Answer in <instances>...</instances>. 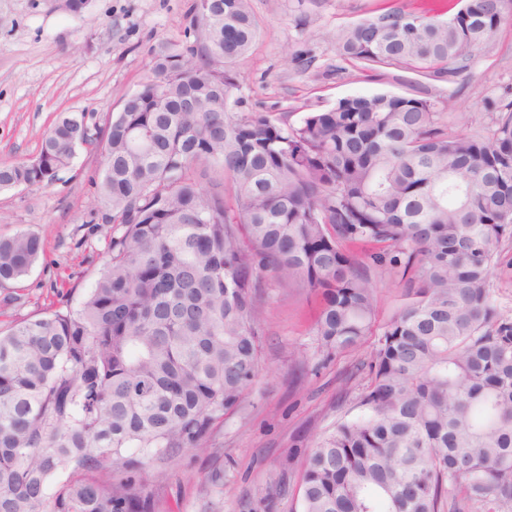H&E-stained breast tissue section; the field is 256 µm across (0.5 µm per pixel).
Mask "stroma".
Returning <instances> with one entry per match:
<instances>
[{
  "mask_svg": "<svg viewBox=\"0 0 512 512\" xmlns=\"http://www.w3.org/2000/svg\"><path fill=\"white\" fill-rule=\"evenodd\" d=\"M194 0H90L80 14L52 0H0V162L31 158L65 112L103 125L151 77L153 49L188 42ZM434 0H251L259 34L234 71L244 112L271 118L327 110L344 98L379 93L430 100L448 133L486 135L512 103V23L490 44L447 70L377 66L362 71L336 52L346 24L388 8L419 11ZM99 156L81 147L59 182L0 189V233L36 232L44 252L8 301L0 325L78 305L105 261L104 228L88 229ZM268 316L259 380L205 448L186 453L164 483L143 480L161 512H299L298 469L314 438L341 416H356L363 380L351 367L368 347L319 365L312 326L318 304L300 289L267 280ZM304 351L294 360L290 349ZM273 509H266L265 499Z\"/></svg>",
  "mask_w": 512,
  "mask_h": 512,
  "instance_id": "stroma-1",
  "label": "stroma"
}]
</instances>
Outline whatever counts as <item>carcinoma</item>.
I'll use <instances>...</instances> for the list:
<instances>
[{
	"mask_svg": "<svg viewBox=\"0 0 512 512\" xmlns=\"http://www.w3.org/2000/svg\"><path fill=\"white\" fill-rule=\"evenodd\" d=\"M251 0H194L195 40L154 50L152 77L105 126L61 115L0 189L59 180L100 153L92 219L106 260L79 307L0 330V512H159L260 374L268 271L319 297L320 364L370 344L358 406L305 452L299 512H512V315L493 269L512 238V105L486 136H450L434 105L344 98L296 124L238 112ZM504 0L448 19L386 11L336 51L361 69L437 70L490 44ZM43 253L0 235V288ZM408 302L377 324V278ZM66 479L49 490L59 475Z\"/></svg>",
	"mask_w": 512,
	"mask_h": 512,
	"instance_id": "carcinoma-1",
	"label": "carcinoma"
}]
</instances>
